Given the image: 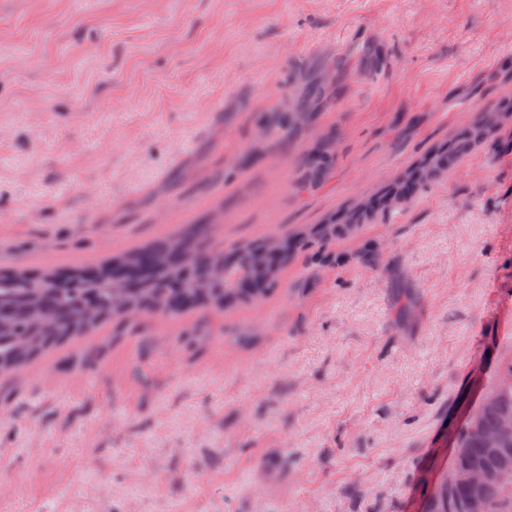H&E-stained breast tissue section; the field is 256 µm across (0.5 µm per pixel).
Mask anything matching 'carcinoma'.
I'll return each mask as SVG.
<instances>
[{"instance_id":"carcinoma-1","label":"carcinoma","mask_w":512,"mask_h":512,"mask_svg":"<svg viewBox=\"0 0 512 512\" xmlns=\"http://www.w3.org/2000/svg\"><path fill=\"white\" fill-rule=\"evenodd\" d=\"M324 82L296 103L292 112H281L267 124L285 143L312 118ZM492 126L481 121L454 143L427 156L402 179L392 184L383 200L406 198L418 186L448 168L472 145L491 136ZM332 153L322 150L308 154L302 163L305 186L320 180L333 165ZM267 242L247 245L231 252L207 240L204 224L186 233L165 239L160 245L136 249L121 256L113 265L139 272L136 278L102 276L88 280L83 271L73 272L66 282L49 269L37 277L24 272L0 273V373L8 372L41 355L47 349L69 339L85 335L103 322L120 316L115 301L123 300L140 313L166 316L194 309L218 311L237 303L257 302L278 283L287 253L274 248L268 252L267 266L256 274L251 264L254 250ZM224 261V277L213 276L212 267ZM512 417V389L495 388L493 403L481 405L457 435L454 465L498 469L504 481L512 484V452L505 458L495 456L472 430L477 425L485 433L497 432L501 421ZM487 512H512V495L502 486L487 484L482 490ZM471 496L465 485L443 483L434 491L429 512H467Z\"/></svg>"}]
</instances>
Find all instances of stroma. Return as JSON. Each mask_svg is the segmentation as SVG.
<instances>
[{
	"mask_svg": "<svg viewBox=\"0 0 512 512\" xmlns=\"http://www.w3.org/2000/svg\"><path fill=\"white\" fill-rule=\"evenodd\" d=\"M320 71L312 126L254 151ZM488 112L453 169L316 236ZM194 224L312 246L258 302L0 376V512H428L512 359V0H0V271ZM333 161L332 153L326 150L306 155L302 163L301 185L306 186L308 183L319 181L321 176L331 169Z\"/></svg>",
	"mask_w": 512,
	"mask_h": 512,
	"instance_id": "35a3bbf8",
	"label": "stroma"
}]
</instances>
